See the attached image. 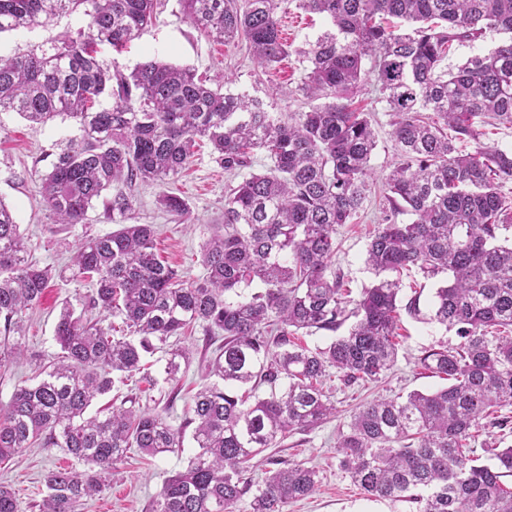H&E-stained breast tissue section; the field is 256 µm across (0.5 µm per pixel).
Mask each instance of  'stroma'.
<instances>
[{"label": "stroma", "instance_id": "obj_1", "mask_svg": "<svg viewBox=\"0 0 512 512\" xmlns=\"http://www.w3.org/2000/svg\"><path fill=\"white\" fill-rule=\"evenodd\" d=\"M81 24L82 14L76 11L59 16L45 26L0 34V53L27 52L63 32L77 30ZM281 26L285 38L297 48L321 34L326 23L322 17L299 9L295 0H289L281 15ZM98 59L103 66H116L126 73L151 59L192 67L212 79H227L228 91L260 99L271 112L288 113L309 107L308 100L297 90L302 76L297 56H290L273 73L262 72L254 67L244 41L224 44L212 40L185 18L179 0H160L157 19L152 25L122 50L100 46ZM373 96L372 89L366 88L357 100L374 106L372 119L378 147L371 164L380 173L393 162L395 151L386 106L373 103ZM74 133L75 127L68 119L58 117L36 125L17 113L0 112V200L12 209L33 257L41 265L51 267L54 274L50 287L30 312L25 330L9 338L10 344L22 346L23 353L0 364V405L8 404L17 387L37 382L42 366L59 351L54 328L61 309L68 304L81 308L91 292L89 284L73 278V244L88 235L111 233L122 225L121 218L109 211L104 197L89 209L81 224L55 223L46 209L36 164L57 152ZM232 181V176L216 163L210 146L205 144L198 148L192 164L169 184L170 190L187 204L188 212L181 220H174L160 207L158 187L141 184L134 191L136 221L154 225L157 254L161 260L180 268L188 279L201 278L205 273L201 249L208 239L224 229V192ZM378 214L379 197L374 194L357 223L342 225L336 231L339 250L335 264L344 272L346 286L355 298L372 281L364 259ZM424 283L420 315L401 317L403 341L397 362L387 376L382 381L345 390L337 389L336 379L325 380L324 389L336 406L335 416L311 431L288 435L253 459L251 477L258 484L262 483L272 457L301 462L318 470L321 480L318 491L288 504L286 512H415L414 506L406 502L366 500L338 468L336 439L357 406L379 396L394 397L414 390L426 392L441 386V379L425 374L416 360L425 348L442 342L456 343L457 337L431 322L435 283L431 280ZM217 346V341L205 336L198 326L185 335L171 337L166 348L147 356L149 380L137 376L127 383H116L111 394L100 398L99 403L104 406L118 402L134 392L142 405L162 413L172 425H180L205 381L208 362ZM173 348L185 350L188 359L182 363L176 380L170 381L165 367ZM196 452V444L188 436L182 448L174 452L154 457L131 453L113 476L111 489L88 499L81 512H149L164 480L184 470ZM70 461V456L59 448H24L12 459L0 463V484L15 491L21 512H38L46 475Z\"/></svg>", "mask_w": 512, "mask_h": 512}]
</instances>
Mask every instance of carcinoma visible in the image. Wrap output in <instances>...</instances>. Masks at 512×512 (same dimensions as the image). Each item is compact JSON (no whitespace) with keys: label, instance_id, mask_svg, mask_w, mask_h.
Returning <instances> with one entry per match:
<instances>
[{"label":"carcinoma","instance_id":"carcinoma-1","mask_svg":"<svg viewBox=\"0 0 512 512\" xmlns=\"http://www.w3.org/2000/svg\"><path fill=\"white\" fill-rule=\"evenodd\" d=\"M183 13L216 41L243 37L253 63L277 70L291 53L306 63L298 90L314 101L283 115L255 110V100L206 85L190 67L150 60L130 73L97 59V46L119 51L156 20L159 0H0V33L44 26L82 11L85 27L26 53L0 55V112L42 124L63 116L77 134L39 176L58 224H81L116 185L118 231L75 245L74 276L92 293L80 315L64 308L60 352L46 376L20 386L0 406V460L34 444L73 458L46 477L39 512H77L106 490L112 470L133 449L157 455L200 451L170 476L151 512H284L313 494L319 473L270 460L262 483L250 462L279 436L312 430L335 414L323 381H376L395 364L400 313L417 315L421 293L401 297L403 276L440 277L430 320L455 330L457 343L422 352L417 366L447 384L406 397L362 404L339 432L340 469L372 501H407L417 512H512V446L487 447L495 463L476 464L478 433L512 429V148L481 142L485 128H512V0H298L330 28L291 49L279 13L288 0H179ZM506 39L489 49L479 43ZM472 49L453 69L443 62ZM374 80L391 116L396 160L376 175L372 120L355 104ZM112 106L100 107L103 95ZM205 139L224 171L264 169L224 194V233L203 246L205 275L185 278L159 260L150 224H134L129 190L151 183L174 217L187 204L166 190ZM472 143L474 149L464 146ZM382 184L378 224L367 246L374 275L359 299L334 263L336 231L366 209L374 179ZM52 279L29 259L9 206L0 201V319L23 330ZM121 321L126 335L115 336ZM348 333L311 350L295 336ZM199 325L224 335L179 427L129 406L87 415L114 376L142 374L143 356ZM254 383L269 396L249 404L238 394Z\"/></svg>","mask_w":512,"mask_h":512}]
</instances>
